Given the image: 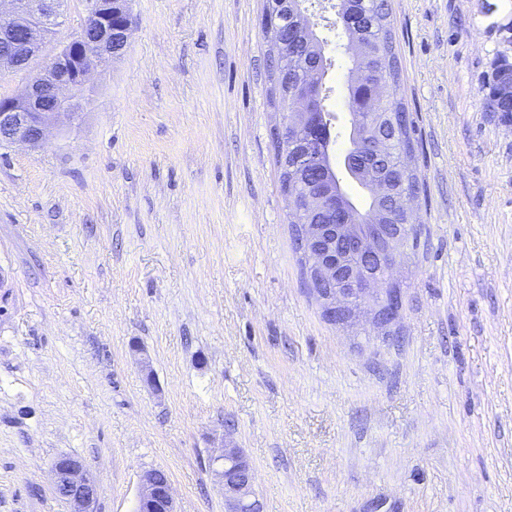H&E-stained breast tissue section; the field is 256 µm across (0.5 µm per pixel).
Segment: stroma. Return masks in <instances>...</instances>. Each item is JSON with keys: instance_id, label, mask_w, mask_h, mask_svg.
<instances>
[{"instance_id": "stroma-1", "label": "stroma", "mask_w": 512, "mask_h": 512, "mask_svg": "<svg viewBox=\"0 0 512 512\" xmlns=\"http://www.w3.org/2000/svg\"><path fill=\"white\" fill-rule=\"evenodd\" d=\"M264 0H130L78 125L0 149V512H97L144 472L224 512L210 458L248 455L262 512H512V0H388L414 121L419 246L388 330L327 320L292 244ZM342 156L353 60L327 21ZM512 82V64L503 60L497 64L492 74V82L489 85L490 96L494 95L490 100V107L492 112H505L512 115V100L507 97L499 96L501 86ZM51 472L57 493L70 504V512H97L99 485L87 474L81 461L59 456L53 461Z\"/></svg>"}]
</instances>
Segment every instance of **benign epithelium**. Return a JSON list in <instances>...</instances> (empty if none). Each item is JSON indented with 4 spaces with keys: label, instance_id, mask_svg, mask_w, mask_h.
<instances>
[{
    "label": "benign epithelium",
    "instance_id": "obj_1",
    "mask_svg": "<svg viewBox=\"0 0 512 512\" xmlns=\"http://www.w3.org/2000/svg\"><path fill=\"white\" fill-rule=\"evenodd\" d=\"M7 2L10 10L0 9L1 75L28 68L66 16V0ZM290 5V0L268 3L267 32L281 45L288 30L285 18ZM82 6L84 20L78 35L57 49L23 94L0 97V148L25 145L35 150L51 130L79 121L82 112L78 105L92 73L129 44L132 22L127 0H82ZM381 122L379 112L360 113L358 126L363 134L338 161L324 142L331 122L307 103L290 119V127L305 134V139L282 145L280 155L309 207H318L332 217L330 224L298 225L309 292L325 315L339 324L355 319L363 299L370 295L374 298L372 323L385 329L397 320L402 308L393 269L407 244L401 225L388 223L389 206L409 215L414 197L395 188L366 152L368 146L383 148L385 140L377 133ZM339 167L369 192L373 223H356L357 206L343 182L331 179ZM210 465L222 484L224 512H251L256 501L255 475L243 449L228 443L211 457ZM51 472L57 493L70 504V512H96L99 485L81 461L59 456ZM137 512H176L170 480L161 477L160 470L151 469L142 476Z\"/></svg>",
    "mask_w": 512,
    "mask_h": 512
}]
</instances>
